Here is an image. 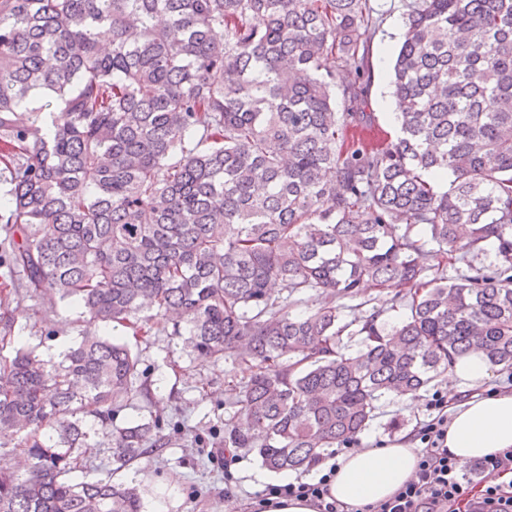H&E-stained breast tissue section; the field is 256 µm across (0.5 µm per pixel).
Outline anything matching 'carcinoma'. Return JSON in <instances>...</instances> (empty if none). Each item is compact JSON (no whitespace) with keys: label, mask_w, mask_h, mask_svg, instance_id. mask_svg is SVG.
<instances>
[{"label":"carcinoma","mask_w":512,"mask_h":512,"mask_svg":"<svg viewBox=\"0 0 512 512\" xmlns=\"http://www.w3.org/2000/svg\"><path fill=\"white\" fill-rule=\"evenodd\" d=\"M405 7L396 137L367 143L368 0H0L4 263L92 332L174 313L186 350L247 365L224 447L272 472L462 355L512 369V0ZM369 282L404 315L343 322ZM139 365L108 336L45 358L0 318V450L25 458L0 512H145L88 462L109 424L121 467L171 446L161 415L113 424L154 403Z\"/></svg>","instance_id":"cac0c4a2"}]
</instances>
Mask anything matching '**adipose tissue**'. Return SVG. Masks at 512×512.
Returning a JSON list of instances; mask_svg holds the SVG:
<instances>
[{
  "instance_id": "1",
  "label": "adipose tissue",
  "mask_w": 512,
  "mask_h": 512,
  "mask_svg": "<svg viewBox=\"0 0 512 512\" xmlns=\"http://www.w3.org/2000/svg\"><path fill=\"white\" fill-rule=\"evenodd\" d=\"M491 376L486 360L476 354L456 359L448 371V451L460 462L486 458L512 448V393L482 391L458 401L457 388L485 383ZM330 483L332 498L361 507L391 497L410 479L417 451L410 436L380 445L343 452Z\"/></svg>"
}]
</instances>
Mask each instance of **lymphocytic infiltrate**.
I'll list each match as a JSON object with an SVG mask.
<instances>
[{"label":"lymphocytic infiltrate","mask_w":512,"mask_h":512,"mask_svg":"<svg viewBox=\"0 0 512 512\" xmlns=\"http://www.w3.org/2000/svg\"><path fill=\"white\" fill-rule=\"evenodd\" d=\"M427 407L429 415L414 434L417 470L389 499L359 509L331 500L328 483L336 472L331 466L319 478L268 487L250 503L249 512H268L272 499L291 497L307 498L317 512H512V448L482 460V479L471 488L466 465L446 446L447 396L434 392Z\"/></svg>","instance_id":"obj_1"}]
</instances>
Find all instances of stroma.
I'll return each instance as SVG.
<instances>
[{
    "instance_id": "1",
    "label": "stroma",
    "mask_w": 512,
    "mask_h": 512,
    "mask_svg": "<svg viewBox=\"0 0 512 512\" xmlns=\"http://www.w3.org/2000/svg\"><path fill=\"white\" fill-rule=\"evenodd\" d=\"M369 6L373 26L366 109L376 127L392 135L396 124L389 81L402 41L405 7L403 0H369ZM0 309L11 315L20 344L42 355L79 342L85 330L80 308L67 300L53 303L44 297L12 294ZM113 334L139 353L156 404L163 407L164 417L181 421L183 429L176 445L163 449L160 457L138 460L126 469H114L109 451L101 450L93 462L100 475L137 480L148 501L156 491L166 490L165 512H239L276 481V474L254 455H239L230 473L210 455L212 449L222 447L224 420L235 410L229 394L235 382L231 363L191 358L183 353L181 339L165 331L145 339L119 326ZM419 419L413 401L382 399L359 443L365 448L397 440L412 433Z\"/></svg>"
}]
</instances>
